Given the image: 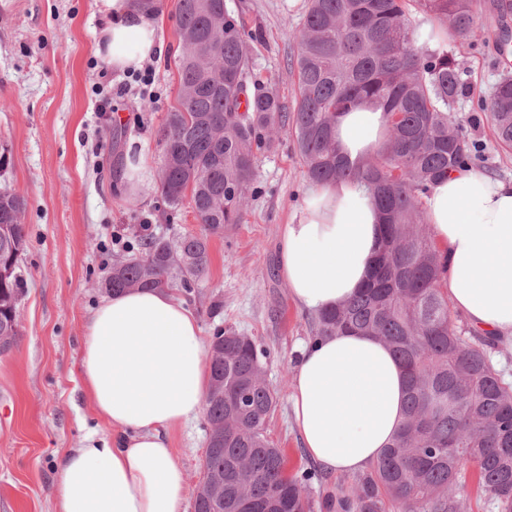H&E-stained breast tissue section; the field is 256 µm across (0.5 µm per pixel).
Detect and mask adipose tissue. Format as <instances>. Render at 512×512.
I'll return each mask as SVG.
<instances>
[{
    "mask_svg": "<svg viewBox=\"0 0 512 512\" xmlns=\"http://www.w3.org/2000/svg\"><path fill=\"white\" fill-rule=\"evenodd\" d=\"M96 48L113 70L161 56L153 13L138 0H96ZM385 135L381 109L362 102L336 123L349 158L375 154ZM432 237L445 257L453 307L469 324L512 340V179L468 166L437 180L424 198ZM380 213L356 180L312 185L280 235L279 272L310 311L354 297L380 247ZM210 345L173 293H112L92 312L80 362L84 389L109 436L88 432L58 464L56 512H186L185 474L169 433L204 410ZM405 376L391 350L364 334L306 344L289 397L310 458L332 472L372 466L403 418Z\"/></svg>",
    "mask_w": 512,
    "mask_h": 512,
    "instance_id": "ef3b65f1",
    "label": "adipose tissue"
}]
</instances>
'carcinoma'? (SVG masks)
<instances>
[{
	"instance_id": "carcinoma-1",
	"label": "carcinoma",
	"mask_w": 512,
	"mask_h": 512,
	"mask_svg": "<svg viewBox=\"0 0 512 512\" xmlns=\"http://www.w3.org/2000/svg\"><path fill=\"white\" fill-rule=\"evenodd\" d=\"M437 18L422 30L409 11ZM477 0H310L295 32L298 97L284 111L273 87L247 93L251 37L227 0H175L181 53L179 93L159 145L158 191L175 211L189 204L205 233L139 241V255L116 261L100 284L191 293L210 264L208 235L243 221L256 175L254 149L273 150L291 127L311 182L353 179L373 194L382 221L371 275L343 305L311 317L313 338L364 333L383 341L406 378L404 421L369 475L338 500L341 512H468L456 491L461 473L499 512H512V382L493 361L490 336L466 335L442 281L444 261L424 224L423 198L449 171L480 159L454 104L464 69L447 43L475 36ZM437 41V47L428 46ZM369 101L387 122L374 156L351 161L336 144L340 113ZM500 147L512 150V76L487 103ZM23 200L0 188V336H19L24 274ZM266 352L226 329L212 339L206 417L224 425L207 437L204 466L224 479V499H195V512H313L304 479L288 476L266 435L279 397L264 377Z\"/></svg>"
}]
</instances>
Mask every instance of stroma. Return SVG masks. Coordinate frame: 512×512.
Here are the masks:
<instances>
[{"label":"stroma","instance_id":"35a3bbf8","mask_svg":"<svg viewBox=\"0 0 512 512\" xmlns=\"http://www.w3.org/2000/svg\"><path fill=\"white\" fill-rule=\"evenodd\" d=\"M248 44L249 78L275 84L287 108L296 105L292 73L294 32L308 0H229ZM165 45L151 60L153 93L114 98L118 117L97 111L96 90L115 73L96 51L95 0H0V183L25 201L27 241L20 265L25 294L18 306L19 339L0 353V512H54L57 461L79 447L88 431L108 432L80 378L86 325L105 297L100 283L119 248L113 233L136 236L147 223L175 238L202 231L190 207L165 216L157 191L162 156L157 145L179 92L174 0L157 10ZM473 45L456 47L467 90L455 106L465 133L483 146L479 165L512 179V151L501 149L481 104L504 65L493 0H480ZM142 156L152 174L130 184L128 158ZM309 182L290 128L260 153L243 223L209 239L210 266L184 303L203 336L228 327L267 353L266 376L279 394L267 435L285 451L288 472L309 475L315 512L357 481L309 459L292 421L289 396L300 348L311 338V314L299 308L277 269L280 227L303 205ZM206 417L170 433L172 453L186 475L185 503L194 505L206 453Z\"/></svg>","mask_w":512,"mask_h":512}]
</instances>
